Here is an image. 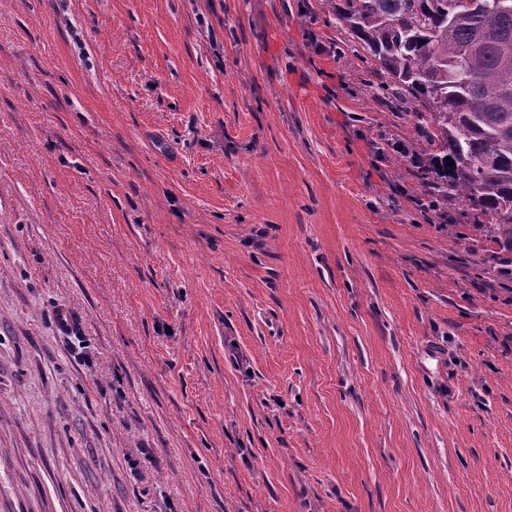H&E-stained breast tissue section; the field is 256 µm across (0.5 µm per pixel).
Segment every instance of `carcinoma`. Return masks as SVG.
Wrapping results in <instances>:
<instances>
[{"label":"carcinoma","instance_id":"carcinoma-1","mask_svg":"<svg viewBox=\"0 0 512 512\" xmlns=\"http://www.w3.org/2000/svg\"><path fill=\"white\" fill-rule=\"evenodd\" d=\"M329 2L388 90L417 106L434 191L488 218L512 250V0Z\"/></svg>","mask_w":512,"mask_h":512}]
</instances>
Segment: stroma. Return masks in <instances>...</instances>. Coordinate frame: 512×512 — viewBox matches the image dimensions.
Instances as JSON below:
<instances>
[{
    "label": "stroma",
    "instance_id": "35a3bbf8",
    "mask_svg": "<svg viewBox=\"0 0 512 512\" xmlns=\"http://www.w3.org/2000/svg\"><path fill=\"white\" fill-rule=\"evenodd\" d=\"M327 0H0V512H512V253Z\"/></svg>",
    "mask_w": 512,
    "mask_h": 512
}]
</instances>
